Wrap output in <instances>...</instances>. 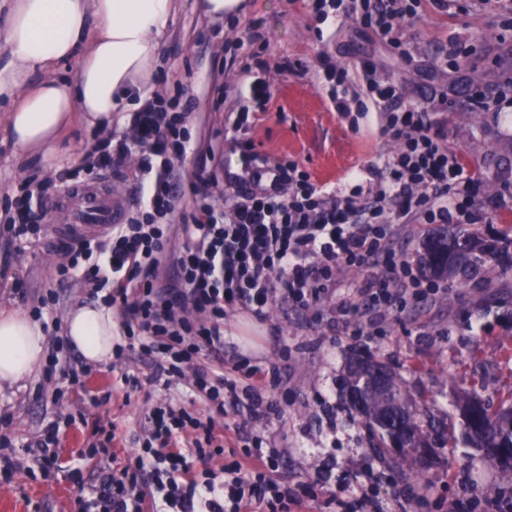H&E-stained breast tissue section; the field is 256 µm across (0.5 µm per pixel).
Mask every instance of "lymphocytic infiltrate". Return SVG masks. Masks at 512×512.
Returning a JSON list of instances; mask_svg holds the SVG:
<instances>
[{"label": "lymphocytic infiltrate", "mask_w": 512, "mask_h": 512, "mask_svg": "<svg viewBox=\"0 0 512 512\" xmlns=\"http://www.w3.org/2000/svg\"><path fill=\"white\" fill-rule=\"evenodd\" d=\"M407 2L311 0L319 19L341 16L387 39L411 17ZM324 79L337 111H348L353 99L363 112L387 108L382 132L398 143L372 166V181L345 196L315 186L293 161L246 165L249 190L225 194L216 175L224 160L210 145L201 153L215 173L185 182L193 103L179 96L146 98L130 114L131 135L95 137L87 153L88 179L124 174L129 158L138 157L136 180L145 203L127 210L108 233L74 239L71 260L58 274L119 308L127 335H144L140 348L156 358L154 380L183 378L185 366L195 364L190 392L210 417L157 406L143 425V448L105 469L100 484L79 488L75 512H298L304 494L271 476L274 450L253 444L237 422L215 429L214 414L238 402L248 401L257 414L271 410L266 366L237 358L216 371L197 365V358L223 351L228 312L262 317L276 297L302 308L338 300L333 272L339 268L371 274L362 304L340 300L354 315L358 336L369 315L397 308L404 292L429 291L417 266L393 248L392 219L460 223L473 174L463 154L449 150L413 104L396 103L395 86L381 80L373 64L356 71L328 64ZM187 194L195 199L189 213L180 206ZM95 254L103 263L85 266ZM168 262L177 275L162 286L158 270ZM227 448L230 460L209 467Z\"/></svg>", "instance_id": "lymphocytic-infiltrate-1"}]
</instances>
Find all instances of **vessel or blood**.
Returning <instances> with one entry per match:
<instances>
[{
  "instance_id": "1",
  "label": "vessel or blood",
  "mask_w": 512,
  "mask_h": 512,
  "mask_svg": "<svg viewBox=\"0 0 512 512\" xmlns=\"http://www.w3.org/2000/svg\"><path fill=\"white\" fill-rule=\"evenodd\" d=\"M59 206L68 229L104 232L116 223L123 201L108 182L98 181L74 190Z\"/></svg>"
}]
</instances>
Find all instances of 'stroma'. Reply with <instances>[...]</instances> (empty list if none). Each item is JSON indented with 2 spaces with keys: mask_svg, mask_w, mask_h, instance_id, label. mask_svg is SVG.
I'll list each match as a JSON object with an SVG mask.
<instances>
[{
  "mask_svg": "<svg viewBox=\"0 0 512 512\" xmlns=\"http://www.w3.org/2000/svg\"><path fill=\"white\" fill-rule=\"evenodd\" d=\"M202 0H177L170 29L159 39L157 78L149 93L182 91L195 102L194 136L215 137L224 151V174L241 176L239 143L250 140L270 162L295 160L320 188L351 184L352 174L386 158L393 148L380 133L381 115L369 110L359 122L333 106L321 72V55L341 64H374L405 99L424 103L426 120L449 149L464 154L478 183L482 203L473 226L483 238L512 241V0H456L444 12L433 0H417L416 14L399 43L380 39L350 22L319 21L309 0H243L232 18L204 13ZM253 38L250 53L238 39ZM264 62L272 99L247 133L236 132L225 94L248 93L256 62ZM448 91V107L432 100ZM0 106V216L9 199L32 180L49 182L50 197L69 187L67 169L83 163L92 128L75 124L58 156L17 158ZM58 215L47 212L36 244L0 234V309L42 316L50 325L46 349L64 365L53 383L41 372L0 382V512H73L76 482L90 483L99 466L76 464L96 428L116 429V457L124 459L145 440L141 422L161 400L182 405L184 385L163 389L148 384L153 358L140 349L106 365L89 363L61 343L59 326L80 303L95 302L91 289L61 280L55 272L66 253L57 231ZM437 296L409 300L404 312L382 313L370 335L346 329L335 304L311 309L276 301L268 315L234 312L226 319V340L238 353L274 363L280 383L275 407L263 418L242 410L263 447L278 451L276 475L295 483L315 478L324 467L332 477L318 500L303 512H343L355 505L361 487L377 473L388 512H504L512 500V479L487 463L475 448H437L429 463L404 460L392 469L374 456L369 431L351 413L345 393L353 356L388 363L405 388L410 407H426L430 421L446 430L461 427L459 401L480 394L490 409L512 395V279L489 286L477 278L444 281ZM143 384L125 389L124 375ZM59 428L58 459L32 463L29 444Z\"/></svg>",
  "mask_w": 512,
  "mask_h": 512,
  "instance_id": "obj_1",
  "label": "stroma"
}]
</instances>
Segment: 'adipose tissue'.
<instances>
[{"mask_svg":"<svg viewBox=\"0 0 512 512\" xmlns=\"http://www.w3.org/2000/svg\"><path fill=\"white\" fill-rule=\"evenodd\" d=\"M8 22L0 42V102L19 156L51 158L66 131L82 122L111 127L135 107L156 68V40L176 14L175 0H0ZM76 59L72 79H56L57 64ZM40 81H32L33 73ZM65 333L90 363L112 358L117 327L109 309L84 304L68 316ZM45 355L38 321L0 311V381L30 375Z\"/></svg>","mask_w":512,"mask_h":512,"instance_id":"obj_1","label":"adipose tissue"}]
</instances>
